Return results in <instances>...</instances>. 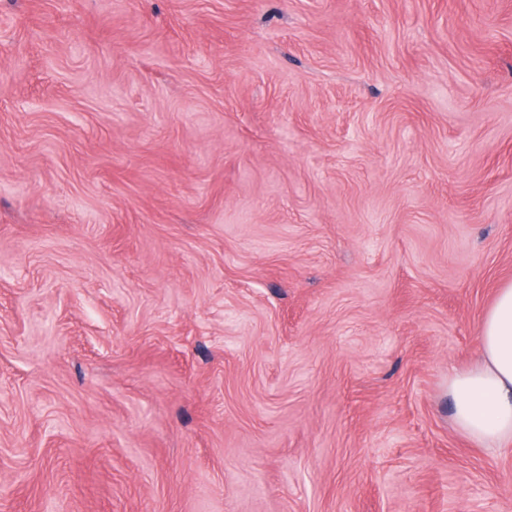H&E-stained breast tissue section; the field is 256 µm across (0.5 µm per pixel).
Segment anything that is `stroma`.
<instances>
[{"mask_svg": "<svg viewBox=\"0 0 512 512\" xmlns=\"http://www.w3.org/2000/svg\"><path fill=\"white\" fill-rule=\"evenodd\" d=\"M511 283L512 0H0V512H512ZM456 427L484 448L512 447V285L484 315L476 360L448 373Z\"/></svg>", "mask_w": 512, "mask_h": 512, "instance_id": "stroma-1", "label": "stroma"}]
</instances>
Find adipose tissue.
<instances>
[{"mask_svg":"<svg viewBox=\"0 0 512 512\" xmlns=\"http://www.w3.org/2000/svg\"><path fill=\"white\" fill-rule=\"evenodd\" d=\"M448 393L460 431L486 448L512 447V285L482 320L476 360L449 372Z\"/></svg>","mask_w":512,"mask_h":512,"instance_id":"adipose-tissue-1","label":"adipose tissue"}]
</instances>
